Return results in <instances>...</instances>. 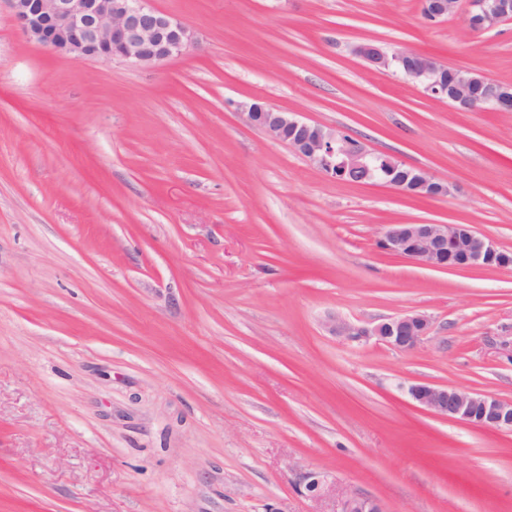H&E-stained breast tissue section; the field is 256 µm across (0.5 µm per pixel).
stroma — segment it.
<instances>
[{
	"mask_svg": "<svg viewBox=\"0 0 512 512\" xmlns=\"http://www.w3.org/2000/svg\"><path fill=\"white\" fill-rule=\"evenodd\" d=\"M153 4L198 47L76 62L0 7V512H336L347 493L512 512V433L406 393L512 400V267L378 246L390 224H468L512 251V113L457 111L352 53L512 83V20L472 38L419 0ZM254 98L457 190L333 181L245 122ZM407 312L432 322L407 352L328 328Z\"/></svg>",
	"mask_w": 512,
	"mask_h": 512,
	"instance_id": "obj_1",
	"label": "stroma"
}]
</instances>
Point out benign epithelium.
I'll use <instances>...</instances> for the list:
<instances>
[{
  "instance_id": "1",
  "label": "benign epithelium",
  "mask_w": 512,
  "mask_h": 512,
  "mask_svg": "<svg viewBox=\"0 0 512 512\" xmlns=\"http://www.w3.org/2000/svg\"><path fill=\"white\" fill-rule=\"evenodd\" d=\"M16 24L37 44L74 61L114 60L156 65L198 46L193 30L175 15L162 12L153 0H6ZM463 21L469 36L489 31L512 19V0H471ZM430 20L458 13L460 0H421ZM353 53L368 69L403 74L430 96L461 112L512 113V92L498 81L470 72L449 71L438 59L399 51L388 53L374 42H361ZM251 126L287 144L326 177L347 183H383L406 195L444 197L451 183L424 169L400 172L403 162L367 150L347 131L304 121L253 99L241 105ZM381 248L418 265L447 270L512 266V252L477 233L468 224H390ZM330 331L351 341H370L401 351L415 349L431 331L421 313H403L376 324L331 321ZM407 394L422 409L443 418L483 428L512 432V401L463 387L414 383ZM303 487L317 497L325 487L322 475L307 472ZM340 512H383L380 503L356 494L343 497Z\"/></svg>"
}]
</instances>
